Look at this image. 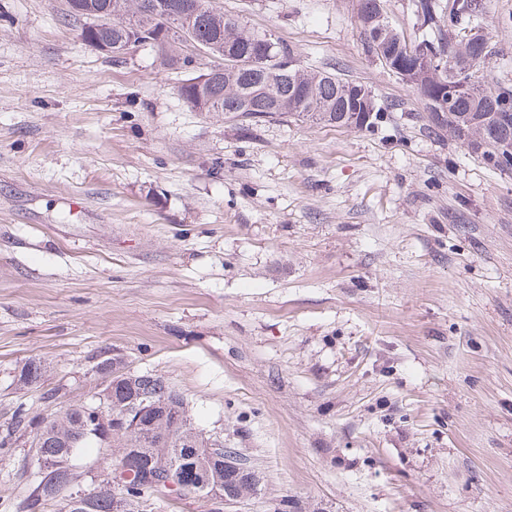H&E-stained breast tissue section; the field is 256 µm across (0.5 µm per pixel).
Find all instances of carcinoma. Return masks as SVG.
<instances>
[{"label": "carcinoma", "instance_id": "obj_1", "mask_svg": "<svg viewBox=\"0 0 512 512\" xmlns=\"http://www.w3.org/2000/svg\"><path fill=\"white\" fill-rule=\"evenodd\" d=\"M190 1L197 5L194 34L197 41L218 52L223 72L217 73L197 85L195 78L184 80L178 86L180 97L197 112L242 111L251 119H276L297 113H307L308 120L336 127L343 126L344 113L354 111L353 104L345 95L349 81L334 75L311 71L295 62L286 48L274 50L264 67L257 69L246 61L235 64V56L255 50L256 34L243 23L215 5L214 0H83V6L104 11L108 20L97 23L90 14L70 10L83 19L82 39L99 41L104 45L124 43L130 36L138 37L143 44H153L160 50L181 43L180 36L165 26V9H178ZM423 14L415 16L413 34L406 36L395 28L383 10V0H358L357 19L361 38L367 51H372L373 31L366 23L380 17L382 41L393 55L392 63L398 67L413 65V54L430 42L449 57L469 62L480 72L479 81L470 90L463 91L440 110L436 109L434 94L448 83V68L433 71H417L416 78L407 84L417 92H428L424 101L429 128L436 133H447L461 141L467 137L481 140L482 151L478 154L484 164L505 173L512 172V165L495 159V141H512V116L507 118L499 111L500 97L512 96V84L495 78L488 79L485 65L495 56V45L487 41L462 46L451 41L452 34L460 33L468 26L486 29L485 0H467L465 12H447L448 0H419ZM41 359L26 361L18 374V382L24 386L37 383L44 372ZM153 399L163 404L160 412H147L136 424L137 430L129 438L112 439L116 448L112 469H117L130 455L139 457L137 469L123 485L112 484V477L103 484L85 492V512H131V507L148 501L167 491L164 472L176 458L181 423L189 420L182 395L160 376L139 373L124 384H115L112 404L124 406L133 399ZM87 417L82 406H70L50 413V420L37 432V459L34 465L36 485L24 501V512H42L44 502L55 498L68 483L70 465H60L66 458L77 457L83 448L101 443L87 432ZM202 472L212 479L225 483L232 491L238 489L239 480L224 478V464L210 462L207 457L198 458Z\"/></svg>", "mask_w": 512, "mask_h": 512}]
</instances>
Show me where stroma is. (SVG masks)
Wrapping results in <instances>:
<instances>
[{
    "instance_id": "1",
    "label": "stroma",
    "mask_w": 512,
    "mask_h": 512,
    "mask_svg": "<svg viewBox=\"0 0 512 512\" xmlns=\"http://www.w3.org/2000/svg\"><path fill=\"white\" fill-rule=\"evenodd\" d=\"M215 2L378 120L197 112L177 87L200 66L106 56L66 0H0V512L34 483L17 408L91 402L107 357L258 473L231 512H512V173L430 132L357 0ZM485 2L512 84V0ZM112 460L75 459L67 492Z\"/></svg>"
}]
</instances>
